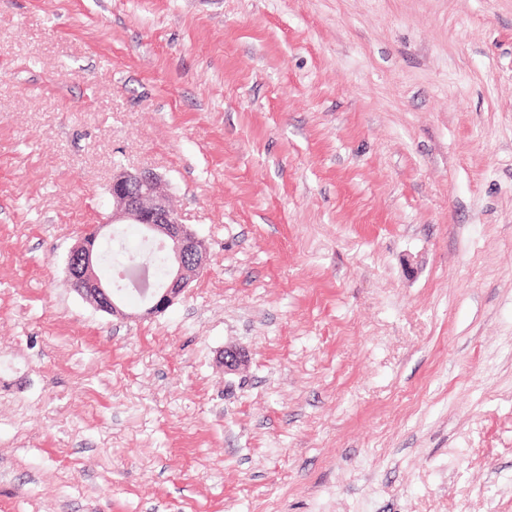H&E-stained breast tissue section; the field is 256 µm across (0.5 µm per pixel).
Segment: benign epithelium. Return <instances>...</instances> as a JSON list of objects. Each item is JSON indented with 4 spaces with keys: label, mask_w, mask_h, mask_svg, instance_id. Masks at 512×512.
Returning a JSON list of instances; mask_svg holds the SVG:
<instances>
[{
    "label": "benign epithelium",
    "mask_w": 512,
    "mask_h": 512,
    "mask_svg": "<svg viewBox=\"0 0 512 512\" xmlns=\"http://www.w3.org/2000/svg\"><path fill=\"white\" fill-rule=\"evenodd\" d=\"M109 192L112 196V218L105 224H94L79 235L69 251L66 271L74 292L96 309L113 316L131 317L127 303L112 293L108 279L99 268V240L115 224H139L148 236L161 241L169 254V267L162 288L152 293L141 306V316L166 311L183 294L204 269L207 247L170 205V187L162 176L147 168H122L112 173ZM224 372L234 373L247 361L242 347H226L220 355Z\"/></svg>",
    "instance_id": "benign-epithelium-1"
}]
</instances>
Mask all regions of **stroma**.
Wrapping results in <instances>:
<instances>
[{"label":"stroma","mask_w":512,"mask_h":512,"mask_svg":"<svg viewBox=\"0 0 512 512\" xmlns=\"http://www.w3.org/2000/svg\"><path fill=\"white\" fill-rule=\"evenodd\" d=\"M119 166L209 247L137 320ZM0 512H512V0H0ZM109 192L112 196V218L106 224H93L83 231L76 245L69 251L66 271L74 292L93 304L96 309L112 316L129 318L131 316L148 317L166 311L183 294L190 283L204 269L207 261V247L170 205V187L162 176L151 169H119L112 173ZM114 224H141L151 239L161 241L169 254L163 249L156 253L142 247L121 246L115 256L121 258L129 267L147 266L156 268L157 284L165 279L162 288L152 293L149 300L141 306V314L127 313L126 301L112 293L120 291L127 297L139 298L135 289L118 284L111 288L108 279L99 268V252L105 258V264H112V247L99 250L100 238L110 232Z\"/></svg>","instance_id":"stroma-1"}]
</instances>
